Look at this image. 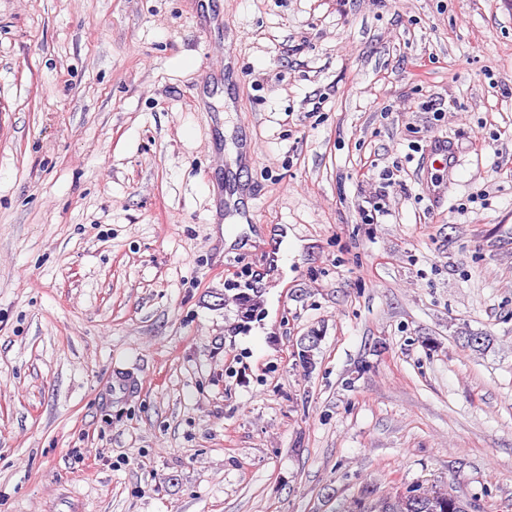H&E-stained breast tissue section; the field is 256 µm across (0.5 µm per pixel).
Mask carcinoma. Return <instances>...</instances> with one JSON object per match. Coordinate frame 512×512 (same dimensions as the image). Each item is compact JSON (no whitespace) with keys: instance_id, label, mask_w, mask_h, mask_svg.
Wrapping results in <instances>:
<instances>
[{"instance_id":"1","label":"carcinoma","mask_w":512,"mask_h":512,"mask_svg":"<svg viewBox=\"0 0 512 512\" xmlns=\"http://www.w3.org/2000/svg\"><path fill=\"white\" fill-rule=\"evenodd\" d=\"M457 340L462 347L474 352H482L490 347L493 338L486 333L464 330ZM359 500L365 502L362 512H468L467 505L451 491L437 489H411L395 491L375 498L364 491Z\"/></svg>"}]
</instances>
